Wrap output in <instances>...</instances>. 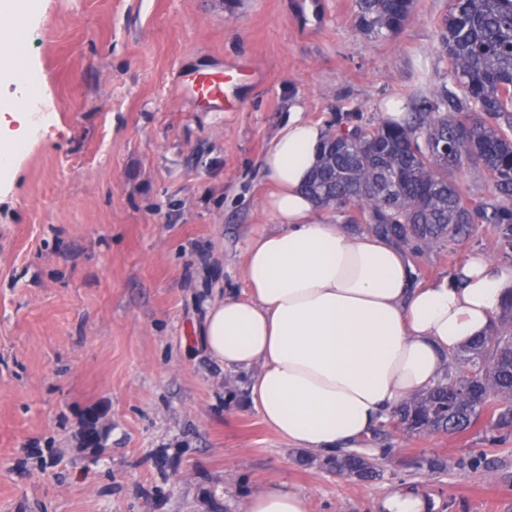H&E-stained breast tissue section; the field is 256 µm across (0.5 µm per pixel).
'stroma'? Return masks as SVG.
Returning <instances> with one entry per match:
<instances>
[{
    "mask_svg": "<svg viewBox=\"0 0 512 512\" xmlns=\"http://www.w3.org/2000/svg\"><path fill=\"white\" fill-rule=\"evenodd\" d=\"M370 38L355 0H41L17 30L15 82L35 79L33 135L0 195V512H240L287 482L308 512H377L411 487L437 512H512V426L355 442L348 478L265 425L248 373L198 341L209 302L243 293L247 236L271 227L262 158L294 106L321 126H373L456 91L438 52L449 0H414ZM246 61L236 106L179 92ZM416 282L474 251L512 263L492 227L415 248Z\"/></svg>",
    "mask_w": 512,
    "mask_h": 512,
    "instance_id": "1",
    "label": "stroma"
}]
</instances>
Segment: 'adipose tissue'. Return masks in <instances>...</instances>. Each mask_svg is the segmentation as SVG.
<instances>
[{"mask_svg":"<svg viewBox=\"0 0 512 512\" xmlns=\"http://www.w3.org/2000/svg\"><path fill=\"white\" fill-rule=\"evenodd\" d=\"M35 0H0V83L12 81L9 20L35 14ZM30 91L0 99V169L35 127ZM325 134L293 107L262 160L276 218L254 233L241 275L247 296H218L201 343L212 359L251 371L250 402L296 448L333 452L359 441L401 404L443 378L451 354L485 335L512 296V263L475 252L450 275L414 283L406 255L388 239L327 220L303 191ZM242 512H306L289 487L252 493Z\"/></svg>","mask_w":512,"mask_h":512,"instance_id":"obj_1","label":"adipose tissue"}]
</instances>
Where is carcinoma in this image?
<instances>
[{
	"mask_svg": "<svg viewBox=\"0 0 512 512\" xmlns=\"http://www.w3.org/2000/svg\"><path fill=\"white\" fill-rule=\"evenodd\" d=\"M450 2L439 52L460 94L438 91L403 123L328 131L306 191L325 208L353 207L386 236L429 245L466 238L488 224L512 245V0ZM413 7L414 0H358L357 26L367 36L389 37ZM465 167L483 172L490 196L463 193L455 172ZM502 317L507 327L465 350L472 367L455 362L430 393L403 404L398 417L405 429L463 431L493 397L502 403L496 423H512V303ZM330 465L373 477L355 455Z\"/></svg>",
	"mask_w": 512,
	"mask_h": 512,
	"instance_id": "1",
	"label": "carcinoma"
}]
</instances>
